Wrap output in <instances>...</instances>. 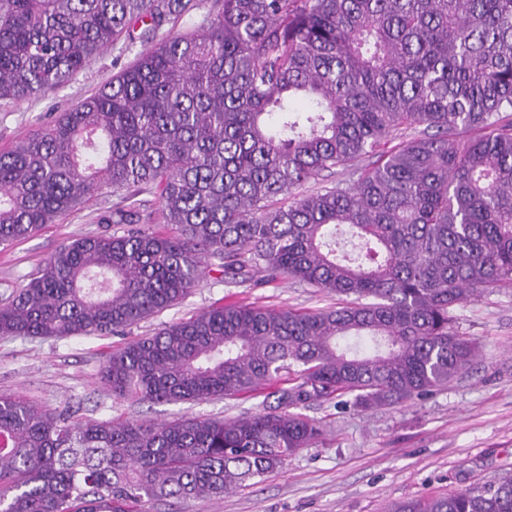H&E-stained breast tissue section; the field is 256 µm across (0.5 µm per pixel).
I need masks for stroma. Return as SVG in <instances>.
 Listing matches in <instances>:
<instances>
[{"label":"stroma","mask_w":512,"mask_h":512,"mask_svg":"<svg viewBox=\"0 0 512 512\" xmlns=\"http://www.w3.org/2000/svg\"><path fill=\"white\" fill-rule=\"evenodd\" d=\"M141 32V25H134L63 88L19 103L1 101L0 151L45 129L111 81L147 49ZM135 204V199L108 192L94 197L89 207L0 247V305L61 244L122 234L121 225L99 223L98 216ZM233 302L312 311L337 300L296 280L254 279L235 285L211 271L183 301L121 335L0 336V394H18L45 409L71 408L79 416L99 419H231L257 411L262 399L249 395L131 404L114 399L102 378L112 351ZM454 317L455 330L476 342L482 355L448 385L423 398L369 411L341 410L332 400L311 404L303 413L324 423L323 436L257 483L215 498L144 502L138 512H388L397 501L443 496L512 473V285L483 291L458 306Z\"/></svg>","instance_id":"obj_1"}]
</instances>
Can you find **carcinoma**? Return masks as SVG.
<instances>
[{
  "mask_svg": "<svg viewBox=\"0 0 512 512\" xmlns=\"http://www.w3.org/2000/svg\"><path fill=\"white\" fill-rule=\"evenodd\" d=\"M193 7L0 0V100L65 85L133 20L154 42L0 152V245L105 189L159 200L57 248L0 306V335L121 332L212 266L349 301L212 307L106 360L117 400L274 398L235 419L82 420L1 394L0 512H128L261 478L323 434L298 408L402 404L466 371L481 350L453 310L512 284V0H211L200 30L157 38ZM365 157L353 182L300 191ZM341 225L353 257L332 247ZM392 512H512V475Z\"/></svg>",
  "mask_w": 512,
  "mask_h": 512,
  "instance_id": "carcinoma-1",
  "label": "carcinoma"
}]
</instances>
